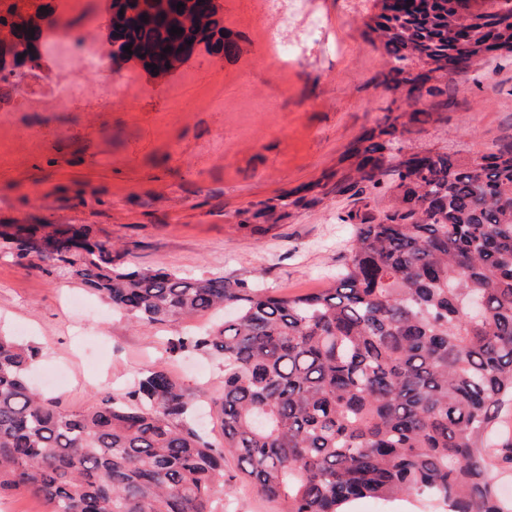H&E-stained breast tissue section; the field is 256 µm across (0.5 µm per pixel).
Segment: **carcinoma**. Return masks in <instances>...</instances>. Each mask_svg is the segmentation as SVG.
<instances>
[{
    "label": "carcinoma",
    "instance_id": "1",
    "mask_svg": "<svg viewBox=\"0 0 512 512\" xmlns=\"http://www.w3.org/2000/svg\"><path fill=\"white\" fill-rule=\"evenodd\" d=\"M184 7L177 8L178 3ZM372 30L388 56L382 85L405 109L353 148L355 163L322 194L354 199L341 221L355 227L329 288L289 297L243 279L188 277L112 264V242L84 228L37 235L0 230L3 253L37 260L96 292L142 324L230 309L202 334L168 341L165 354L217 357L224 382L210 402L220 438L207 440L190 413L195 393L158 364L120 396L66 412L30 382L38 350L0 336V494L21 491L49 512H220L237 458L256 491L282 512H345L365 497L433 496L447 512H512L497 473L512 465V438L488 447L499 410L512 403V143L478 156L405 152L408 136L448 110V89L412 73L413 57L439 71L459 51L448 18L467 22L468 54L512 55V0H419ZM191 16L179 35L137 0H108L100 49L171 72L189 57L236 43L196 19L213 0H170ZM30 0H0L14 65L0 73V104L42 68ZM170 51L163 52V49ZM387 200L376 210L378 198ZM280 203L254 217L277 219Z\"/></svg>",
    "mask_w": 512,
    "mask_h": 512
}]
</instances>
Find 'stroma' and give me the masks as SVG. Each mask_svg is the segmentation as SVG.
<instances>
[{"label": "stroma", "instance_id": "1", "mask_svg": "<svg viewBox=\"0 0 512 512\" xmlns=\"http://www.w3.org/2000/svg\"><path fill=\"white\" fill-rule=\"evenodd\" d=\"M326 45L288 71L274 69L259 0H224V26L238 51L191 58L170 74H141L109 112L50 100L0 107V224L77 225L115 245L114 263L193 276L254 281L285 294L333 283L353 228L352 202L308 200L347 167L351 148L384 122L394 95L381 85L387 57L371 44L364 0H312ZM444 118L427 125L415 152L480 155L512 143V64L474 62ZM287 196L274 224H255L260 204ZM208 318L135 325L70 279L0 258V333L39 349L34 384L65 410L122 391L164 361L195 390L220 388L218 362L202 352L161 359L172 336Z\"/></svg>", "mask_w": 512, "mask_h": 512}]
</instances>
